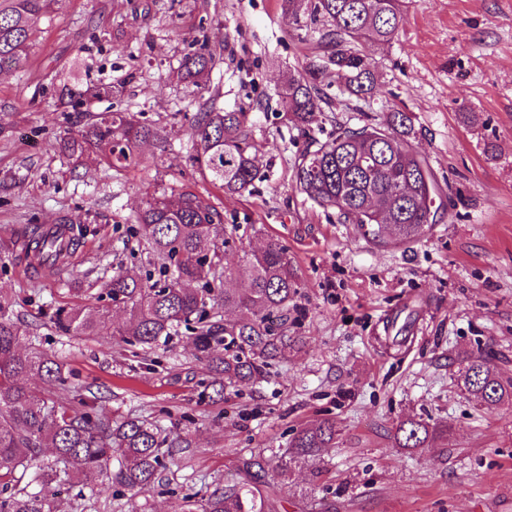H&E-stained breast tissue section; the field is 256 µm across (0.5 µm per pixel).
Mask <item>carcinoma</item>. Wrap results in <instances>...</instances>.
<instances>
[{"instance_id": "obj_1", "label": "carcinoma", "mask_w": 512, "mask_h": 512, "mask_svg": "<svg viewBox=\"0 0 512 512\" xmlns=\"http://www.w3.org/2000/svg\"><path fill=\"white\" fill-rule=\"evenodd\" d=\"M57 0H0V72L26 63L32 36ZM404 0H310V16L323 21L322 64L290 75L280 97L287 118L310 128L322 112L319 79L334 72L352 97L367 99L376 89L375 63L363 53L365 44L387 43L399 29ZM212 55L187 56L177 77L198 89L210 82ZM89 69L77 59L55 88L58 105L78 110L94 91L110 99L114 85L82 86L76 78ZM252 121L247 112H228L216 103L191 123L193 162L201 174L226 194H239L254 185L259 169L250 151ZM413 129L406 112H392L384 125L340 126L332 138L313 141L294 166L299 191L339 219L354 224L375 242L418 238L436 222L432 211L436 188L426 160L410 144ZM165 138L163 130L141 122L128 112L110 110L91 116L88 130L78 139L62 137L60 148L80 161L95 145L108 146L111 164L124 167L146 142ZM224 217L206 199L192 193L150 196L134 217L133 234L142 240L159 267L160 279L112 276L105 296L117 303L126 324L113 330L126 344L149 349L180 327L192 335L198 359L205 362L211 381L200 398L214 401L236 383L264 377L274 361L288 358L294 341L288 323H297L303 309L297 303L298 282L288 251L269 239L258 251L244 255L243 264L225 262L230 244ZM81 218L59 217L58 224L31 227L25 255L40 265L69 257L61 249L64 233ZM228 309L246 311L240 319H223ZM110 307L94 311L58 309L56 324L78 336H96ZM26 329L10 304L0 300V512H58L59 488L88 486L106 470L112 485L141 491L154 485L158 470L181 447L161 437L158 428L137 418L114 419L98 406V397L74 395L72 370L35 347L21 346ZM463 385L483 406L512 405V381H502L487 359L464 358ZM38 379L52 397L35 393L26 381ZM336 423L324 419L293 433L289 460L313 462L336 444ZM429 436L420 420L400 422L394 439L400 448H422ZM54 450L52 462L43 449ZM245 482H235L200 500L186 494L181 512H272L271 498L259 492L265 469L258 460L244 463ZM33 483L37 492L27 491Z\"/></svg>"}]
</instances>
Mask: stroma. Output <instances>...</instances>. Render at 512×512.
I'll return each instance as SVG.
<instances>
[{
	"label": "stroma",
	"instance_id": "1",
	"mask_svg": "<svg viewBox=\"0 0 512 512\" xmlns=\"http://www.w3.org/2000/svg\"><path fill=\"white\" fill-rule=\"evenodd\" d=\"M318 38L304 2L292 18L282 0H58L24 67L0 74V295L75 371L80 393L188 442L154 488L120 491L104 474L84 494L61 493L62 512H178L180 496L237 481L250 459L263 462L277 512H311L314 500L335 512H512V406L481 407L460 386L467 354L512 380V0H405L396 36L364 47L377 93L359 100L324 78L328 104L308 135L279 92L318 59ZM204 44L215 52L211 83L194 92L174 72ZM79 51L92 82L119 87L114 109L164 128L166 143L117 170L60 153V133L81 135L106 106L55 105L52 79ZM213 98L252 116V191L224 194L192 164L190 125ZM396 110L411 116V143L441 197L419 238L385 245L300 194L293 165L310 138ZM163 189L197 193L223 214L227 263L273 236L301 283L305 314L288 329L299 352L214 404L199 401L206 370L185 330L135 356L120 339L53 322L56 309L91 307L115 272L144 277L130 222ZM64 214L84 222L77 249L60 271H31L24 232ZM409 317L407 342L393 344L387 322ZM323 419L336 423L335 447L282 471L291 435ZM408 419L433 427L425 447L395 444L392 429Z\"/></svg>",
	"mask_w": 512,
	"mask_h": 512
}]
</instances>
